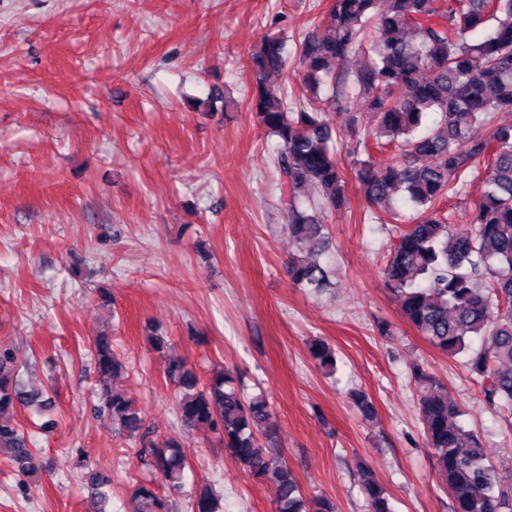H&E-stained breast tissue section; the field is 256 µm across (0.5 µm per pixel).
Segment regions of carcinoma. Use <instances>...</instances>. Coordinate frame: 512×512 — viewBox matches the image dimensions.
Instances as JSON below:
<instances>
[{
    "instance_id": "cac0c4a2",
    "label": "carcinoma",
    "mask_w": 512,
    "mask_h": 512,
    "mask_svg": "<svg viewBox=\"0 0 512 512\" xmlns=\"http://www.w3.org/2000/svg\"><path fill=\"white\" fill-rule=\"evenodd\" d=\"M327 34L304 36L301 84L329 94L293 106L272 82L285 66V40L268 36L252 55L250 105L278 139L276 183L288 215V234L299 250L328 243L317 210L336 211L346 181L336 156L330 113L354 95L369 99L372 127L355 152L368 159L355 167L365 196L380 214L400 222L396 243L383 270L402 315L440 352L461 355L489 406L512 408V124L494 125L496 112L512 111V0H333L321 20ZM367 57L354 74L340 68L350 54ZM386 150L383 161L370 149ZM469 199L474 220L464 228L448 224L439 203ZM316 185L318 203L300 198ZM293 283L319 289L326 283L320 264L299 255L288 264ZM488 281V291L473 281ZM93 352L101 377L97 416L129 440H141L139 457L172 489L181 490L189 462L181 444L144 442V420L134 401L112 387L123 370L109 337L99 336ZM312 356L336 368V352L325 341ZM420 409L424 436L445 476L454 512H512V474L487 463L478 434L460 422L461 410L442 384L421 368ZM174 386V409L188 430L223 436L224 447L252 476L273 490L276 512H336L329 499L304 496L288 463L272 453L270 407L262 396L246 398L233 378L216 372L200 384L185 357L172 354L165 371ZM52 404L48 392L25 389L16 359L0 348V454L16 474L29 478L42 468L25 428L6 418L18 407ZM367 512H394L372 471L360 468ZM87 487L97 496L95 512H109L107 475L89 469ZM134 512H168L170 504L151 483L135 486ZM217 495L204 484L189 494L190 512H217Z\"/></svg>"
}]
</instances>
